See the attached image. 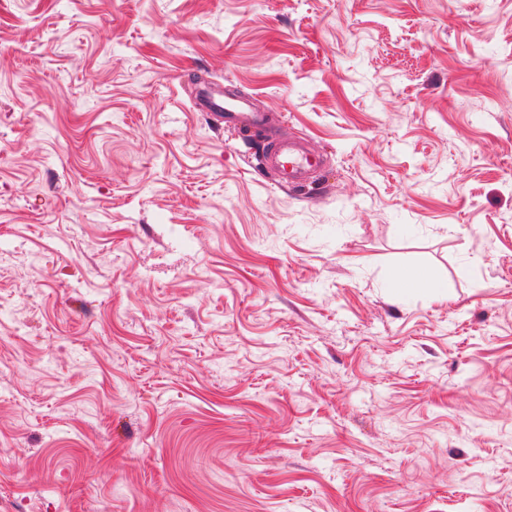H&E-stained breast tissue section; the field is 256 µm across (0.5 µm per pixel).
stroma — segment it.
<instances>
[{
	"label": "stroma",
	"mask_w": 512,
	"mask_h": 512,
	"mask_svg": "<svg viewBox=\"0 0 512 512\" xmlns=\"http://www.w3.org/2000/svg\"><path fill=\"white\" fill-rule=\"evenodd\" d=\"M0 512H512V0H0ZM192 105L196 112H205L236 142L246 144L247 133L262 132L265 147L257 159L258 166L273 171L283 188L304 183L308 172L321 164V154L282 134L267 112L260 111L252 100L230 86L201 82ZM393 284L404 291L426 290L438 295L448 297L453 293L454 285L448 279L430 278L415 267H405L398 270L393 276Z\"/></svg>",
	"instance_id": "35a3bbf8"
}]
</instances>
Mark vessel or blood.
Wrapping results in <instances>:
<instances>
[{
    "label": "vessel or blood",
    "mask_w": 512,
    "mask_h": 512,
    "mask_svg": "<svg viewBox=\"0 0 512 512\" xmlns=\"http://www.w3.org/2000/svg\"><path fill=\"white\" fill-rule=\"evenodd\" d=\"M192 105L195 111L206 113L233 140H243L252 131L263 133L265 147L258 164L273 171L281 187L304 183L308 172L321 164L318 152L282 134L268 113L260 111L252 100L239 95L232 87L200 83Z\"/></svg>",
    "instance_id": "obj_1"
}]
</instances>
